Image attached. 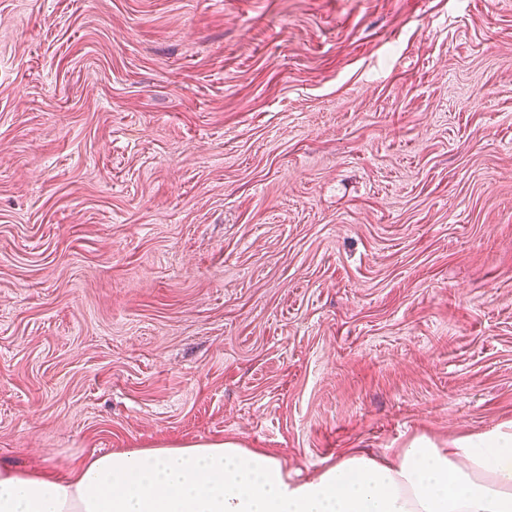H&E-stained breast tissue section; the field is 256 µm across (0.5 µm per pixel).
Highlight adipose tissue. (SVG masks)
Segmentation results:
<instances>
[{
  "mask_svg": "<svg viewBox=\"0 0 512 512\" xmlns=\"http://www.w3.org/2000/svg\"><path fill=\"white\" fill-rule=\"evenodd\" d=\"M0 512H512V431L361 450L301 483L222 440L96 455L65 476L0 467Z\"/></svg>",
  "mask_w": 512,
  "mask_h": 512,
  "instance_id": "ef3b65f1",
  "label": "adipose tissue"
}]
</instances>
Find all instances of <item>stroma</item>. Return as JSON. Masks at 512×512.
Listing matches in <instances>:
<instances>
[{
	"label": "stroma",
	"instance_id": "obj_1",
	"mask_svg": "<svg viewBox=\"0 0 512 512\" xmlns=\"http://www.w3.org/2000/svg\"><path fill=\"white\" fill-rule=\"evenodd\" d=\"M2 17L0 465L512 425V0Z\"/></svg>",
	"mask_w": 512,
	"mask_h": 512
}]
</instances>
